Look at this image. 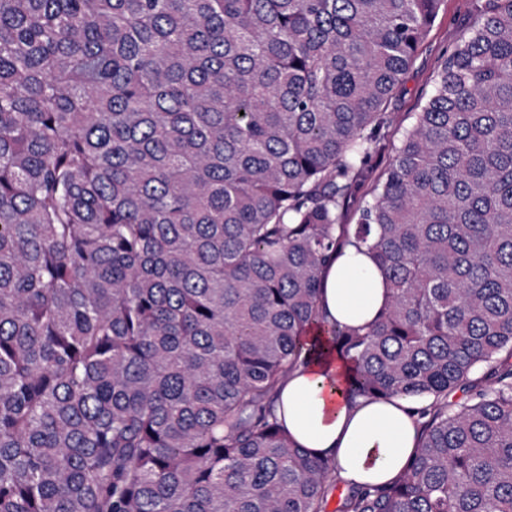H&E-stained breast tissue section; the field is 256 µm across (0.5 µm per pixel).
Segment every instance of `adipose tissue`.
<instances>
[{"instance_id": "obj_1", "label": "adipose tissue", "mask_w": 512, "mask_h": 512, "mask_svg": "<svg viewBox=\"0 0 512 512\" xmlns=\"http://www.w3.org/2000/svg\"><path fill=\"white\" fill-rule=\"evenodd\" d=\"M387 297L385 278L367 251L346 248L326 270L328 323H371ZM349 373V363L333 352L308 360L281 382L275 414L294 444L330 460L342 481L383 487L402 473L420 428L408 400L342 396Z\"/></svg>"}]
</instances>
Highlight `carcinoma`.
Returning a JSON list of instances; mask_svg holds the SVG:
<instances>
[{
	"mask_svg": "<svg viewBox=\"0 0 512 512\" xmlns=\"http://www.w3.org/2000/svg\"><path fill=\"white\" fill-rule=\"evenodd\" d=\"M441 2L0 0V512H326L273 412L324 347L431 400L338 512H512V0L342 220ZM348 246L368 327L322 312ZM388 297L386 281L366 249L347 247L328 266L323 307L328 323H371Z\"/></svg>",
	"mask_w": 512,
	"mask_h": 512,
	"instance_id": "cac0c4a2",
	"label": "carcinoma"
}]
</instances>
